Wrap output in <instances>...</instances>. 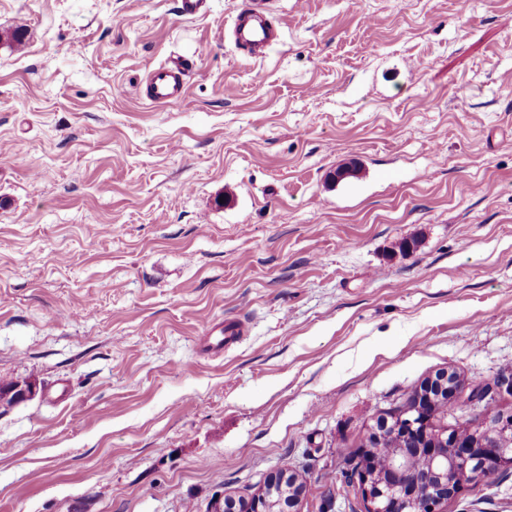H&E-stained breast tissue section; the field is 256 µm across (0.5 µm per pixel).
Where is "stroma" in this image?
<instances>
[{"instance_id":"35a3bbf8","label":"stroma","mask_w":512,"mask_h":512,"mask_svg":"<svg viewBox=\"0 0 512 512\" xmlns=\"http://www.w3.org/2000/svg\"><path fill=\"white\" fill-rule=\"evenodd\" d=\"M247 3L0 0V379L40 383L0 512H208L284 468L364 512L350 461L422 381L512 411V0H271L261 59ZM443 512H512V468ZM251 3V8L242 9L233 18L230 33L240 49L254 58H262L279 41L281 32L263 16L269 9V0ZM187 64L176 60L154 66L146 79L145 96L155 104H170L183 99ZM206 348L209 350H223L238 343L246 334L245 326L241 322L226 321L224 324H211L207 333Z\"/></svg>"}]
</instances>
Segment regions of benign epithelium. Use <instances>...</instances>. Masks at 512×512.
<instances>
[{
  "label": "benign epithelium",
  "instance_id": "benign-epithelium-1",
  "mask_svg": "<svg viewBox=\"0 0 512 512\" xmlns=\"http://www.w3.org/2000/svg\"><path fill=\"white\" fill-rule=\"evenodd\" d=\"M487 397L454 371L424 381L399 412L382 418L358 454L356 493L365 512H442L466 482L512 467V413L488 427L450 428L436 420L439 407L478 406ZM422 434L424 444L399 443L382 464L375 453L399 433ZM302 486L287 470L272 475L264 491L248 500L217 498V512H301Z\"/></svg>",
  "mask_w": 512,
  "mask_h": 512
}]
</instances>
